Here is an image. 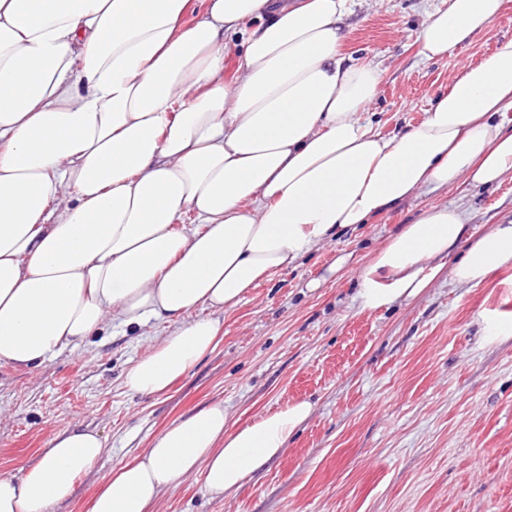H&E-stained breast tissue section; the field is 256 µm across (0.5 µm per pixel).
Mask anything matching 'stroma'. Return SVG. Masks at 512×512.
Listing matches in <instances>:
<instances>
[{
  "mask_svg": "<svg viewBox=\"0 0 512 512\" xmlns=\"http://www.w3.org/2000/svg\"><path fill=\"white\" fill-rule=\"evenodd\" d=\"M442 4L353 0L343 21L344 54L381 72L366 116L382 135L421 122L463 64L512 37V0H504L488 31L444 60L423 61L417 34ZM445 204L464 209L468 234L480 235L512 215V176L497 186L462 178L421 189L323 241L221 313L217 346L166 395H134L123 379L170 323L108 327L37 369L1 364L0 476L36 461L58 431H97L106 454L55 508L86 512L104 475L207 402L223 400L238 428L306 400L309 419L232 495L211 497L198 473L162 494L156 512H512V335L485 331L491 320L512 324V267L460 284L449 272L455 251L446 274L412 302L368 310L358 298L363 263L401 225ZM343 254L347 265L331 273Z\"/></svg>",
  "mask_w": 512,
  "mask_h": 512,
  "instance_id": "1",
  "label": "stroma"
}]
</instances>
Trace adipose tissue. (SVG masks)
I'll return each mask as SVG.
<instances>
[{
  "mask_svg": "<svg viewBox=\"0 0 512 512\" xmlns=\"http://www.w3.org/2000/svg\"><path fill=\"white\" fill-rule=\"evenodd\" d=\"M352 0H0V364L33 369L102 325L175 329L129 367L126 389L164 395L213 350L216 315L319 242L419 190L512 174V37L460 68L426 118L388 138L364 116L377 67L342 53ZM504 0H448L417 40L445 59ZM248 31L224 79L226 34ZM193 213L195 224L183 223ZM454 205L422 212L359 272L363 308L411 301L460 243L452 276L512 265V221L465 241ZM298 401L232 430L223 402L167 426L103 477L87 512H155L200 472L235 492L310 417ZM106 450L52 437L0 477V512H54Z\"/></svg>",
  "mask_w": 512,
  "mask_h": 512,
  "instance_id": "1",
  "label": "adipose tissue"
}]
</instances>
